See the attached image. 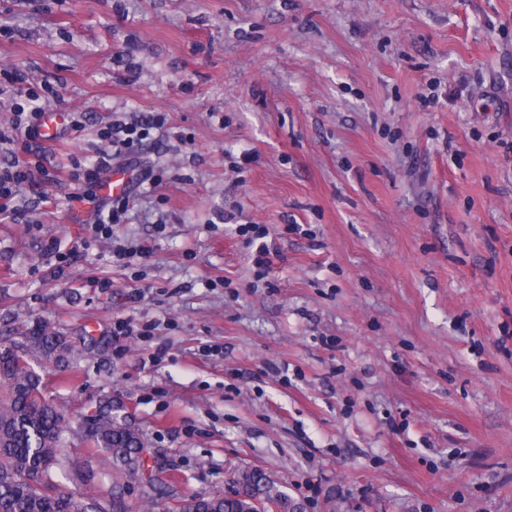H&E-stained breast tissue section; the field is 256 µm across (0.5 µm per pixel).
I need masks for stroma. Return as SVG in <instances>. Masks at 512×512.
Wrapping results in <instances>:
<instances>
[{"label":"stroma","mask_w":512,"mask_h":512,"mask_svg":"<svg viewBox=\"0 0 512 512\" xmlns=\"http://www.w3.org/2000/svg\"><path fill=\"white\" fill-rule=\"evenodd\" d=\"M17 70L167 119L110 239L69 221L95 123L17 150L0 220V341L65 336L46 396L111 403L169 476L130 512L249 467L306 512H512V0H0V128ZM32 182L30 170L20 169L16 161L4 166L0 164V214L14 209L11 203L32 187Z\"/></svg>","instance_id":"stroma-1"}]
</instances>
